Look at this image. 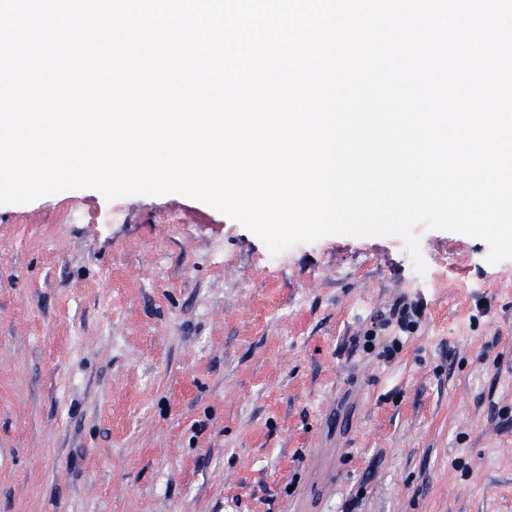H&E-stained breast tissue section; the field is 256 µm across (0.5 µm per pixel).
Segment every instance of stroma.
<instances>
[{
	"mask_svg": "<svg viewBox=\"0 0 512 512\" xmlns=\"http://www.w3.org/2000/svg\"><path fill=\"white\" fill-rule=\"evenodd\" d=\"M416 232L422 274L175 193L0 205V512H512V259Z\"/></svg>",
	"mask_w": 512,
	"mask_h": 512,
	"instance_id": "obj_1",
	"label": "stroma"
}]
</instances>
